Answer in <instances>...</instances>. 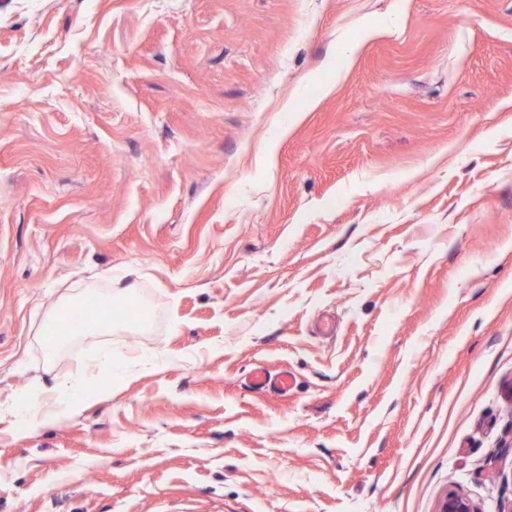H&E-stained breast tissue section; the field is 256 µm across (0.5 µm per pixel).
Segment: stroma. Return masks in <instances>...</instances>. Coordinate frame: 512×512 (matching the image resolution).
Instances as JSON below:
<instances>
[{"mask_svg":"<svg viewBox=\"0 0 512 512\" xmlns=\"http://www.w3.org/2000/svg\"><path fill=\"white\" fill-rule=\"evenodd\" d=\"M69 379L0 512H512V0H0V404ZM108 308H112V297L111 295L100 297L98 313L99 318H89L86 322L85 329L76 335H88V334H105L112 331V321L107 320L101 311H105ZM86 301L80 298H67L63 300L60 303L58 312L48 321L46 322L45 326L49 323H56L57 327L56 330L49 334L46 338V343L49 346V357H52L55 353L59 345L64 344L69 338H64L63 336H73L74 334L71 333L70 328L66 325V323L59 318V313L64 310H75V309H81L85 306ZM67 308V309H64ZM63 309V310H62ZM44 326V327H45ZM249 384L259 390L270 389L277 393L287 394L295 385V377L288 371H281L272 376L264 367H258L251 372ZM96 398L93 392H86L79 383H61L56 387L55 415H65L79 410L86 402Z\"/></svg>","mask_w":512,"mask_h":512,"instance_id":"35a3bbf8","label":"stroma"}]
</instances>
